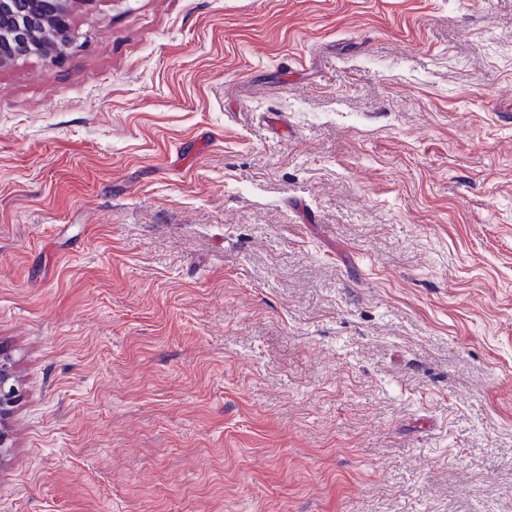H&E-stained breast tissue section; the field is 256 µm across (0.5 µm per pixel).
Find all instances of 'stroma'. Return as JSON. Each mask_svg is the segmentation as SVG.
Listing matches in <instances>:
<instances>
[{
  "label": "stroma",
  "instance_id": "35a3bbf8",
  "mask_svg": "<svg viewBox=\"0 0 512 512\" xmlns=\"http://www.w3.org/2000/svg\"><path fill=\"white\" fill-rule=\"evenodd\" d=\"M0 67V512H512V0H74ZM10 372L7 362L0 358V418L8 413L15 403L18 394L12 384H9Z\"/></svg>",
  "mask_w": 512,
  "mask_h": 512
}]
</instances>
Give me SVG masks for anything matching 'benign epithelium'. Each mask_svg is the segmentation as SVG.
Returning <instances> with one entry per match:
<instances>
[{"instance_id": "obj_1", "label": "benign epithelium", "mask_w": 512, "mask_h": 512, "mask_svg": "<svg viewBox=\"0 0 512 512\" xmlns=\"http://www.w3.org/2000/svg\"><path fill=\"white\" fill-rule=\"evenodd\" d=\"M28 8L21 12L15 0H0V18L11 17L15 29L11 36L0 38V65L8 64L20 57L56 52L51 41L63 40L68 48L78 47V36L69 26L70 6L73 0H25ZM34 24L42 32L36 43L28 41L26 27ZM10 372L7 362L0 358V418L8 413L18 394L9 384Z\"/></svg>"}]
</instances>
